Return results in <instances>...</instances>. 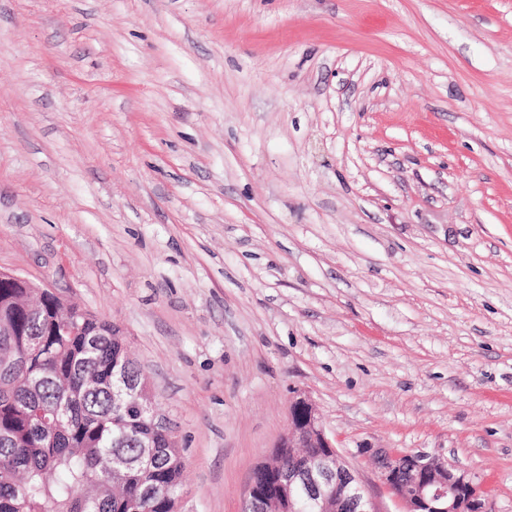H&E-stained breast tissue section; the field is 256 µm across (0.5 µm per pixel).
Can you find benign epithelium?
Wrapping results in <instances>:
<instances>
[{
	"instance_id": "1",
	"label": "benign epithelium",
	"mask_w": 512,
	"mask_h": 512,
	"mask_svg": "<svg viewBox=\"0 0 512 512\" xmlns=\"http://www.w3.org/2000/svg\"><path fill=\"white\" fill-rule=\"evenodd\" d=\"M0 281H10L38 296L51 293L13 272L0 269ZM141 412L158 432H166L168 421L160 415L154 396L144 401ZM295 456L288 470L274 462L259 464L253 471L248 494H253L266 473L288 486V512H378L359 473L346 461L327 436L322 418L311 396L296 391L289 400L288 431L281 437ZM310 448H319L314 455ZM377 464L380 485L405 506V512H487L486 497L478 476L448 463L443 457L399 448L357 449Z\"/></svg>"
}]
</instances>
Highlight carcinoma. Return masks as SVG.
<instances>
[{
  "mask_svg": "<svg viewBox=\"0 0 512 512\" xmlns=\"http://www.w3.org/2000/svg\"><path fill=\"white\" fill-rule=\"evenodd\" d=\"M0 282V512H175L182 450L126 406L143 382L119 331L81 306Z\"/></svg>",
  "mask_w": 512,
  "mask_h": 512,
  "instance_id": "obj_1",
  "label": "carcinoma"
}]
</instances>
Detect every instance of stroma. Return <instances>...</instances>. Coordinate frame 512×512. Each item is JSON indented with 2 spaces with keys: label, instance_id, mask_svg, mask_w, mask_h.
I'll return each instance as SVG.
<instances>
[{
  "label": "stroma",
  "instance_id": "1",
  "mask_svg": "<svg viewBox=\"0 0 512 512\" xmlns=\"http://www.w3.org/2000/svg\"><path fill=\"white\" fill-rule=\"evenodd\" d=\"M0 268L116 327L242 512L309 393L512 512V0H0Z\"/></svg>",
  "mask_w": 512,
  "mask_h": 512
}]
</instances>
